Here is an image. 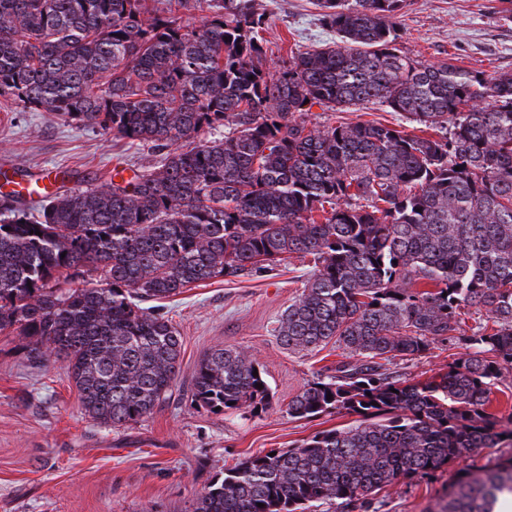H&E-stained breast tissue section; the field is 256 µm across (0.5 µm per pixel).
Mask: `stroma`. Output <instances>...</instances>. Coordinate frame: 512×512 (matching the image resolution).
<instances>
[{"label":"stroma","mask_w":512,"mask_h":512,"mask_svg":"<svg viewBox=\"0 0 512 512\" xmlns=\"http://www.w3.org/2000/svg\"><path fill=\"white\" fill-rule=\"evenodd\" d=\"M268 22L262 46L269 66L336 39L317 0H255ZM399 48L425 64L445 58L488 75L512 73V0H408ZM308 124L374 122L412 132L416 123L382 104L327 112L312 106ZM159 155L97 126L63 122L55 113L22 107L0 112V174L34 176L75 171L69 188L130 178ZM308 259L290 257L268 272L216 278L154 301L182 342L172 395L152 415L120 427L100 424L81 404L57 364L27 361L17 337L0 334V512H192L197 495L225 469L274 448H291L317 432L350 423L346 414L290 417L288 403L347 355L336 345L290 352L273 329L302 290ZM219 346L252 354L273 394L269 411L213 412L186 391L200 360ZM447 347L396 360L389 369L424 380L446 371ZM445 479H419L351 508L332 501L317 512H439Z\"/></svg>","instance_id":"35a3bbf8"}]
</instances>
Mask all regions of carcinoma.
I'll list each match as a JSON object with an SVG mask.
<instances>
[{
    "instance_id": "1",
    "label": "carcinoma",
    "mask_w": 512,
    "mask_h": 512,
    "mask_svg": "<svg viewBox=\"0 0 512 512\" xmlns=\"http://www.w3.org/2000/svg\"><path fill=\"white\" fill-rule=\"evenodd\" d=\"M252 2L219 0L189 30L188 0H0L1 111L45 108L160 153L125 185L59 186L34 205L0 195V333L25 340L33 364L54 357L85 412L120 426L177 383L179 333L145 302L310 256L276 336L293 352L332 342L352 361L288 414L355 420L247 457L192 512L350 505L444 472L441 512H495L512 493V455L452 467L512 447V413L490 411L512 366V74L408 56L396 45L406 0H321L338 41L272 70ZM377 102L434 134L301 120L308 105ZM466 307L485 313L468 330ZM437 343L465 349L446 372H389ZM256 370L247 352L215 348L190 401L265 412L273 395Z\"/></svg>"
}]
</instances>
